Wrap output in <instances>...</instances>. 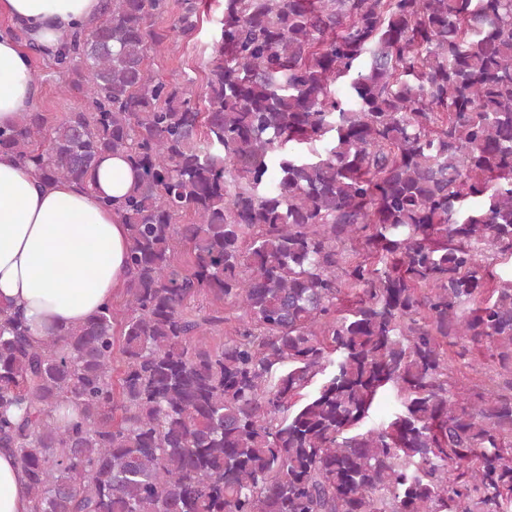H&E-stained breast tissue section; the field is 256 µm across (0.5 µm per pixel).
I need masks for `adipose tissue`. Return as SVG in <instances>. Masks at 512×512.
I'll return each mask as SVG.
<instances>
[{"instance_id": "adipose-tissue-1", "label": "adipose tissue", "mask_w": 512, "mask_h": 512, "mask_svg": "<svg viewBox=\"0 0 512 512\" xmlns=\"http://www.w3.org/2000/svg\"><path fill=\"white\" fill-rule=\"evenodd\" d=\"M101 0H0V18L56 51L78 26L97 17ZM30 60L0 35V127L31 111ZM138 178L124 156H102L88 187L41 183L32 165L0 152V304L23 310L34 343L83 324L128 281L127 227L116 208ZM112 207H105V200ZM0 512H32L16 456L0 451Z\"/></svg>"}]
</instances>
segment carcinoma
Returning <instances> with one entry per match:
<instances>
[{
    "mask_svg": "<svg viewBox=\"0 0 512 512\" xmlns=\"http://www.w3.org/2000/svg\"><path fill=\"white\" fill-rule=\"evenodd\" d=\"M167 12L102 0L54 54L88 109L0 128L43 182L139 171L123 321L35 346L0 308L33 512H512V277L479 262L512 260V0H224L200 102L148 67ZM475 351L493 390L453 377ZM400 407L396 388L388 386L379 397V403L371 410L369 417L363 424V429L377 428L386 424L393 413Z\"/></svg>",
    "mask_w": 512,
    "mask_h": 512,
    "instance_id": "carcinoma-1",
    "label": "carcinoma"
}]
</instances>
